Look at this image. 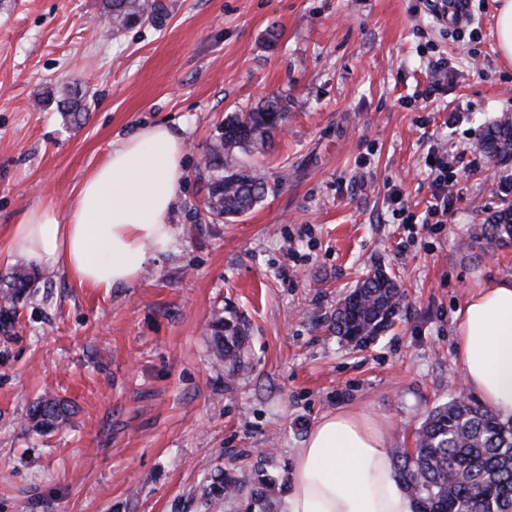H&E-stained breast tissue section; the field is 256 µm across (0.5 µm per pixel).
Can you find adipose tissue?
<instances>
[{"instance_id":"obj_1","label":"adipose tissue","mask_w":512,"mask_h":512,"mask_svg":"<svg viewBox=\"0 0 512 512\" xmlns=\"http://www.w3.org/2000/svg\"><path fill=\"white\" fill-rule=\"evenodd\" d=\"M185 146L169 124L149 123L113 144L66 213L27 210L6 246L78 284L102 290L136 282L174 245L168 216L184 184ZM458 359L468 387L512 422V280L469 294L458 317ZM381 431L367 415H324L299 448L286 512H412Z\"/></svg>"}]
</instances>
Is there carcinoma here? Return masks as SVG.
Masks as SVG:
<instances>
[{"instance_id":"1","label":"carcinoma","mask_w":512,"mask_h":512,"mask_svg":"<svg viewBox=\"0 0 512 512\" xmlns=\"http://www.w3.org/2000/svg\"><path fill=\"white\" fill-rule=\"evenodd\" d=\"M112 27L146 21L158 11L153 0H104ZM78 124L86 103L75 82L64 83L40 99ZM287 110L281 96H269L255 106L224 118L219 136L204 155L200 178L205 181L204 210L213 217L245 213L265 195L266 178L257 171H238L236 151L263 153L285 126ZM484 151L503 163L512 158V121L501 116L486 130ZM487 240L512 238V205L506 204L479 227ZM8 278L12 291L0 295L9 302L31 286V273L22 267ZM403 301L397 277L382 270L362 277L336 308L332 329L340 339L363 346L374 342L392 324ZM217 357H238L243 336L229 321L214 322ZM68 408L55 399L37 401L29 420L40 429H55L67 420ZM396 472L413 504V512H512V423L491 409L459 398L434 406L415 431V447L395 450ZM274 480L256 470L250 482L239 479L233 467L214 480L210 492L224 497L247 495V512H278Z\"/></svg>"}]
</instances>
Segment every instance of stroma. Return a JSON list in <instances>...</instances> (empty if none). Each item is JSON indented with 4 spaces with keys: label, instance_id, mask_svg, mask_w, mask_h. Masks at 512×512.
I'll return each instance as SVG.
<instances>
[{
    "label": "stroma",
    "instance_id": "stroma-1",
    "mask_svg": "<svg viewBox=\"0 0 512 512\" xmlns=\"http://www.w3.org/2000/svg\"><path fill=\"white\" fill-rule=\"evenodd\" d=\"M157 2L154 21L116 31L103 0H0V292L14 268L33 278L0 314V512H245L206 497L225 465L245 479L263 467L285 498L298 448L344 408L373 418L387 448L413 447L428 411L467 392L459 310L473 288L512 279V243L475 234L512 203V163L479 149L512 113L497 0H470L474 41L425 0ZM74 80L78 125L37 105ZM267 95L285 100V127L265 153L238 156L265 174V196L197 223L218 126ZM154 122L181 130L187 153L171 251L107 291L6 255L25 211L67 210L113 141ZM443 153L464 171L447 223H395L397 202L424 212L426 161ZM377 266L405 300L359 348L331 316ZM219 317L243 330L233 368L214 354ZM47 397L72 414L32 428Z\"/></svg>",
    "mask_w": 512,
    "mask_h": 512
}]
</instances>
